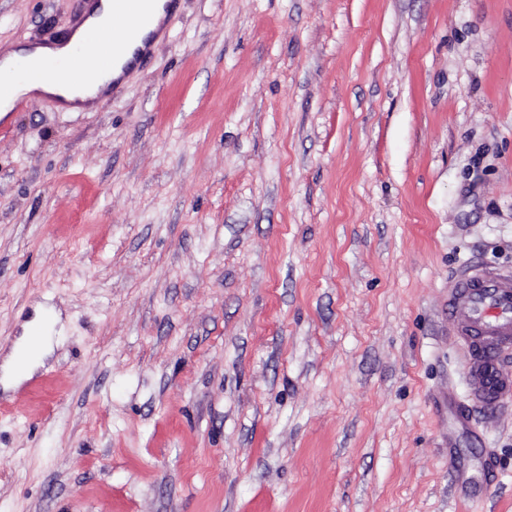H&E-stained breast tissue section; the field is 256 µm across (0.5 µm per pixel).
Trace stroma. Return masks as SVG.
<instances>
[{
  "instance_id": "stroma-1",
  "label": "stroma",
  "mask_w": 512,
  "mask_h": 512,
  "mask_svg": "<svg viewBox=\"0 0 512 512\" xmlns=\"http://www.w3.org/2000/svg\"><path fill=\"white\" fill-rule=\"evenodd\" d=\"M85 0H0V53ZM0 118V512H512L448 287L512 269V0H181ZM59 320V314L53 308L41 307L36 310L34 318L24 326L23 335L17 339L2 366L5 387L18 386L44 364L52 354L53 338L49 340L45 337L32 345L31 335L34 331L43 330L47 323L57 324Z\"/></svg>"
}]
</instances>
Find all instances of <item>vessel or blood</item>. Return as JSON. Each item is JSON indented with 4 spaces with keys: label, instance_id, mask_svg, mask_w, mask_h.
<instances>
[{
    "label": "vessel or blood",
    "instance_id": "obj_1",
    "mask_svg": "<svg viewBox=\"0 0 512 512\" xmlns=\"http://www.w3.org/2000/svg\"><path fill=\"white\" fill-rule=\"evenodd\" d=\"M152 22L148 0H112L107 21L70 51L60 81L107 77L139 32ZM448 319L467 352L466 376L479 407L498 409L512 397V374L500 364L512 349V272L470 266L448 290Z\"/></svg>",
    "mask_w": 512,
    "mask_h": 512
}]
</instances>
